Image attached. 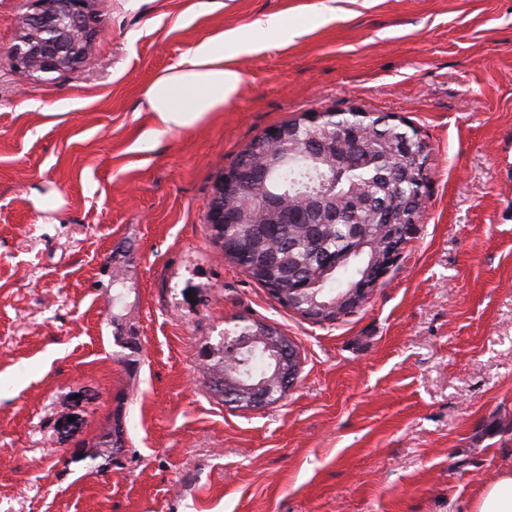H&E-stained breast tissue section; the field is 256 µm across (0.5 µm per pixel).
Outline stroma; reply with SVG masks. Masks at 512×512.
I'll return each instance as SVG.
<instances>
[{
  "label": "stroma",
  "instance_id": "35a3bbf8",
  "mask_svg": "<svg viewBox=\"0 0 512 512\" xmlns=\"http://www.w3.org/2000/svg\"><path fill=\"white\" fill-rule=\"evenodd\" d=\"M321 3L93 0V53L23 87L32 5L0 0V512H469L512 469V0ZM271 14L293 43L266 37L223 111L137 149L146 88ZM354 108L415 131L428 180L399 262L315 323L225 257L208 211L268 128ZM244 320L298 353L260 408L203 367Z\"/></svg>",
  "mask_w": 512,
  "mask_h": 512
}]
</instances>
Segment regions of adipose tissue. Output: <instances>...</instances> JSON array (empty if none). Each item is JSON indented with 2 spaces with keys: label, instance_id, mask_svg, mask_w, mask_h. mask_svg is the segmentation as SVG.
I'll list each match as a JSON object with an SVG mask.
<instances>
[{
  "label": "adipose tissue",
  "instance_id": "obj_1",
  "mask_svg": "<svg viewBox=\"0 0 512 512\" xmlns=\"http://www.w3.org/2000/svg\"><path fill=\"white\" fill-rule=\"evenodd\" d=\"M263 43L241 29H228L197 42L146 89L144 108L153 126L143 143L189 128L222 111L238 93L242 57L259 54Z\"/></svg>",
  "mask_w": 512,
  "mask_h": 512
}]
</instances>
